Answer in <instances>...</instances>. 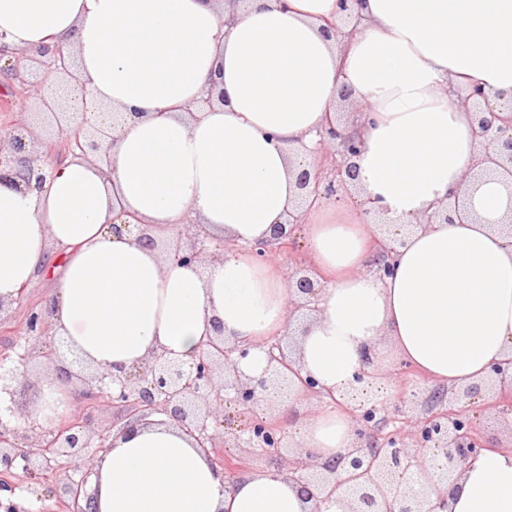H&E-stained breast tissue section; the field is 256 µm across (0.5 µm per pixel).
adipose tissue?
Wrapping results in <instances>:
<instances>
[{
	"mask_svg": "<svg viewBox=\"0 0 512 512\" xmlns=\"http://www.w3.org/2000/svg\"><path fill=\"white\" fill-rule=\"evenodd\" d=\"M226 0H0L9 52L49 44L73 60L91 112L126 113L108 166L76 156L48 167L42 189L0 182V301L39 277L53 282L55 336L94 368L141 367L156 354L190 359L224 325L249 348L237 369L263 374L271 337L288 333V282L250 246L287 223L298 163L336 118L347 86L364 107L360 198L415 223L391 276L366 270L379 238L359 208L322 203L303 217L308 254L327 278L292 356L328 406L299 427L320 461L348 447L353 417L338 402L358 373L385 384L401 360L430 380L482 381L512 357V241L495 230L512 189L490 178L467 197L464 224L418 226L478 160L472 84L512 101V0H362L352 34L337 0H247L225 26ZM224 101L190 116L210 86ZM135 216L165 239L209 225L229 249L183 265L112 231ZM96 512H351L346 492L307 500L287 473L227 479L207 449L172 423L137 425L113 440L94 483ZM448 512H512V448L462 468Z\"/></svg>",
	"mask_w": 512,
	"mask_h": 512,
	"instance_id": "ef3b65f1",
	"label": "adipose tissue"
}]
</instances>
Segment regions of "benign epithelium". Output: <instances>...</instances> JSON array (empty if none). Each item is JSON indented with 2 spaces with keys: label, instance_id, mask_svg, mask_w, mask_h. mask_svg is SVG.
Returning a JSON list of instances; mask_svg holds the SVG:
<instances>
[{
  "label": "benign epithelium",
  "instance_id": "7a95c632",
  "mask_svg": "<svg viewBox=\"0 0 512 512\" xmlns=\"http://www.w3.org/2000/svg\"><path fill=\"white\" fill-rule=\"evenodd\" d=\"M37 60L43 71H32L29 62ZM13 76L19 98L44 107L43 115L54 120L66 153H80L108 164L102 150L101 132L90 130L81 112L68 110V89L73 73L60 51L42 45L12 61L0 73ZM495 94L479 85L466 91L464 103L473 115V134L482 149L476 167L464 174L462 187L469 189L485 174L494 173L512 181V104L495 111L491 99ZM29 125L18 123L8 134L7 144L0 146V180L16 173L28 189H40L46 179L38 157L29 150ZM320 156L301 165L296 174L301 204L309 201H340L351 196L359 170L353 162L363 149L360 137L348 134L337 124H329L321 133ZM468 218L462 192H452L448 204L423 218L426 224H452ZM189 233L180 232L166 242L167 253L180 263L203 264L223 256L224 240L214 236L205 224L191 225ZM293 230L283 224L271 227V238L259 240L253 253L265 259L267 253L279 254L294 244ZM404 245L401 234L389 230L380 258L371 265L375 274L384 278L392 274L393 255ZM319 282L312 270L300 269L289 277L288 318L309 309L316 296ZM21 325L30 336H42L50 329L48 309L32 308ZM214 334L204 342L199 354L187 363L165 354L154 356L147 366L122 374L102 372L89 380L67 367L59 368L66 381L82 382L76 403L86 409L101 406L116 410L117 421L112 429L126 430L145 423L152 415H164L184 429L201 448L215 447L217 433L224 441L253 453L260 450L276 457L284 443L281 424L252 419L237 430L226 413V402L250 412L265 404L279 402L289 417L297 416L294 401L298 395L319 394L315 380L304 377L293 367L291 347L278 339L267 350L268 366L257 379H242L234 358L248 356L249 349L224 343V326L214 322ZM32 355L18 356L14 367L0 373V391L14 393L15 384L24 376ZM486 382L502 394L512 392V358L496 362L486 375ZM480 384L464 387L437 386L432 397L438 402L448 400V410L423 417L415 414L404 430H397L386 439L374 434L373 424L383 410L371 390L355 389L351 399L359 403L361 413L354 416L353 438L348 447L336 453L332 460L318 463L315 453L306 449L301 457L288 462V471L302 495L317 499L320 495L343 488L353 493L354 512H437L446 505L447 493L441 491L452 484L460 467L488 447L476 420L465 408H458L461 398L478 397ZM88 419L67 413L55 422L52 430L42 435L41 444L32 448L19 445L16 429L0 420V474H10L17 468L41 476L52 483L54 492L66 504L68 512H94L93 494L86 489L87 475L111 449L108 435L99 436L96 448H91ZM422 451L411 456L409 449ZM59 458L72 461L84 476L76 480L61 476L56 464ZM16 486L0 480V512H29L14 498Z\"/></svg>",
  "mask_w": 512,
  "mask_h": 512
}]
</instances>
